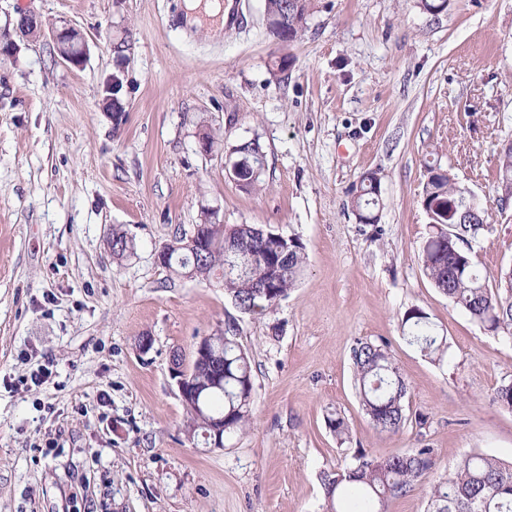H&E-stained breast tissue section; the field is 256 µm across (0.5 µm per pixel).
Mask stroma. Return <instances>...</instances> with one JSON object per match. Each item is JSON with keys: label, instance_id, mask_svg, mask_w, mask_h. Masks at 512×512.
<instances>
[{"label": "stroma", "instance_id": "obj_1", "mask_svg": "<svg viewBox=\"0 0 512 512\" xmlns=\"http://www.w3.org/2000/svg\"><path fill=\"white\" fill-rule=\"evenodd\" d=\"M265 4L233 0L217 30L187 25L185 0H0V27L42 23L0 56V512H322L321 473L357 451L431 448L433 472L388 507L426 512L464 455L512 461V411L489 402L512 380V340L441 294L419 258L423 187L441 167L495 213L478 267H512V209L497 213L494 194L512 139V0H448L438 14L420 0H311L290 42L269 32ZM65 24L84 39L81 66L51 37ZM250 140L264 155L253 192L225 168ZM369 172L378 220L362 224L350 199ZM204 223L299 239L295 288L252 315L158 264ZM116 230L133 242L120 259ZM412 306L446 336L442 362L404 338ZM228 328L255 404L213 449L183 432L170 361L191 363L200 337ZM360 341L384 346L409 385L398 434L359 404ZM41 365L48 382L25 385Z\"/></svg>", "mask_w": 512, "mask_h": 512}]
</instances>
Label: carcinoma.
Wrapping results in <instances>:
<instances>
[{
  "label": "carcinoma",
  "mask_w": 512,
  "mask_h": 512,
  "mask_svg": "<svg viewBox=\"0 0 512 512\" xmlns=\"http://www.w3.org/2000/svg\"><path fill=\"white\" fill-rule=\"evenodd\" d=\"M495 191L504 182L512 185V151L499 153ZM456 183L450 173L430 168L421 203L432 213L434 228L421 248L424 271L435 288L460 307L471 320L485 330L512 339V271L500 272L489 281L478 269L472 251L464 244L473 242L490 228L491 213L480 206L465 215L462 209L449 216L445 204L457 199ZM352 199V207L362 216L377 218L376 177H361ZM209 239L210 250L199 254L180 238L181 247L173 254L167 268L175 274H187L204 280L218 279V285L235 305L246 313L262 312L276 306L295 287L305 263V249L295 241L283 252L284 244L276 233L258 234L254 224H236L220 231L201 228ZM231 239L245 252L280 259V272L270 284L268 295L258 297L257 289L235 270L227 269L224 241ZM409 344L416 346L433 361H442L448 349L446 337L439 335L430 317L418 307L409 308L402 319ZM224 361L218 365L192 363L191 374L198 385L196 398L184 401L188 420L185 432L197 438L207 431V418L224 416V435L231 438L249 426L254 410L253 379L249 358L235 336H224ZM351 358L355 384L363 411L382 434L399 433L406 421L404 400L408 387L392 357L383 346L359 342ZM435 467L432 448H409L402 453L375 457L359 453L354 461L321 477L323 512H340V503L350 490L361 495L356 512H377L389 503L414 492L423 477ZM427 512H512V462L475 451L462 458L453 472L440 478L430 489Z\"/></svg>",
  "instance_id": "1"
}]
</instances>
